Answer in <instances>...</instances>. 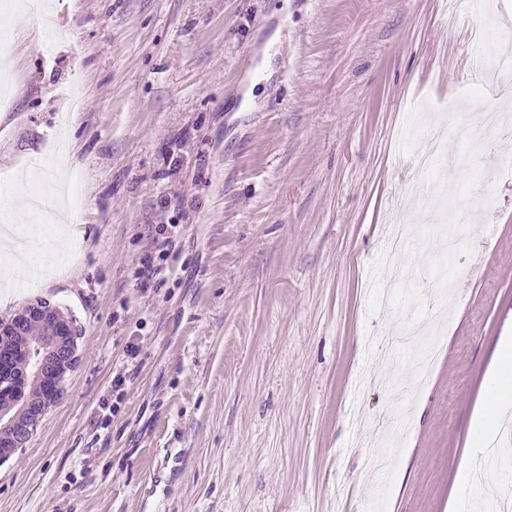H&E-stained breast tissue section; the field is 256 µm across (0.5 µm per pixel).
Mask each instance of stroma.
I'll use <instances>...</instances> for the list:
<instances>
[{
	"label": "stroma",
	"mask_w": 512,
	"mask_h": 512,
	"mask_svg": "<svg viewBox=\"0 0 512 512\" xmlns=\"http://www.w3.org/2000/svg\"><path fill=\"white\" fill-rule=\"evenodd\" d=\"M52 0L22 37L0 8V191L51 185L80 202L64 258L0 291L82 328L75 367L22 450L0 463V512H448L501 337L512 336V137L451 139L512 111V0ZM498 31L496 96L470 75ZM442 136L449 165H414ZM427 287L384 298L392 216ZM179 233L141 288L152 225ZM449 307L429 383L412 391L411 316ZM389 335L397 349H368ZM124 374V396L112 379ZM412 428L379 475L377 425ZM116 404L108 428L103 405Z\"/></svg>",
	"instance_id": "1"
}]
</instances>
